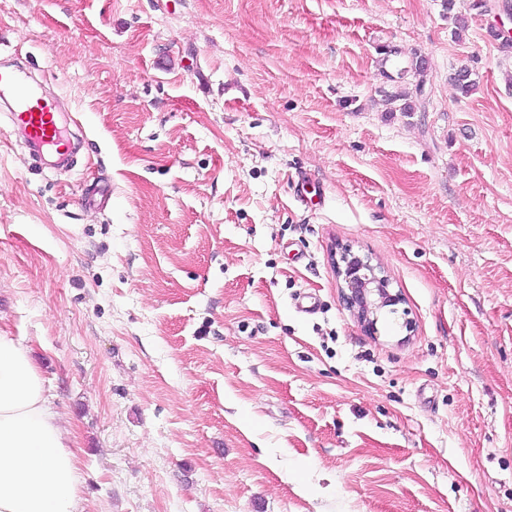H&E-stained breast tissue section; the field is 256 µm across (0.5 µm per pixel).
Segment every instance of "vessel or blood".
I'll return each mask as SVG.
<instances>
[{
  "label": "vessel or blood",
  "mask_w": 512,
  "mask_h": 512,
  "mask_svg": "<svg viewBox=\"0 0 512 512\" xmlns=\"http://www.w3.org/2000/svg\"><path fill=\"white\" fill-rule=\"evenodd\" d=\"M2 89L12 92L14 109L11 120L23 128L29 140L47 146L60 142L61 132L50 106L20 73L0 70Z\"/></svg>",
  "instance_id": "obj_1"
}]
</instances>
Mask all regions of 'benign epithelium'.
<instances>
[{"instance_id":"benign-epithelium-1","label":"benign epithelium","mask_w":512,"mask_h":512,"mask_svg":"<svg viewBox=\"0 0 512 512\" xmlns=\"http://www.w3.org/2000/svg\"><path fill=\"white\" fill-rule=\"evenodd\" d=\"M337 276L342 278V295L348 309L368 330H375L377 312L399 302L389 291L390 282L367 255L342 247L335 258Z\"/></svg>"}]
</instances>
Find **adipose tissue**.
Returning a JSON list of instances; mask_svg holds the SVG:
<instances>
[{
  "label": "adipose tissue",
  "instance_id": "adipose-tissue-1",
  "mask_svg": "<svg viewBox=\"0 0 512 512\" xmlns=\"http://www.w3.org/2000/svg\"><path fill=\"white\" fill-rule=\"evenodd\" d=\"M77 472L30 348L0 335V512H78Z\"/></svg>",
  "mask_w": 512,
  "mask_h": 512
}]
</instances>
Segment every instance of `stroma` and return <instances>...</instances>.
Masks as SVG:
<instances>
[{
    "label": "stroma",
    "mask_w": 512,
    "mask_h": 512,
    "mask_svg": "<svg viewBox=\"0 0 512 512\" xmlns=\"http://www.w3.org/2000/svg\"><path fill=\"white\" fill-rule=\"evenodd\" d=\"M469 2L0 0V63L83 133L0 110V334L82 512H512V49ZM342 245L401 298L375 331ZM384 102L389 107V112L399 110V112H414L417 107L416 102L412 101L411 92L407 87L397 85L394 91L383 92ZM400 102V104H398ZM398 108V109H397ZM335 263L337 276L343 281L341 288L346 306L359 323L374 331L377 312L398 303L399 295L390 293L387 276L368 255L355 254L351 248L341 247L335 254Z\"/></svg>",
    "instance_id": "stroma-1"
}]
</instances>
